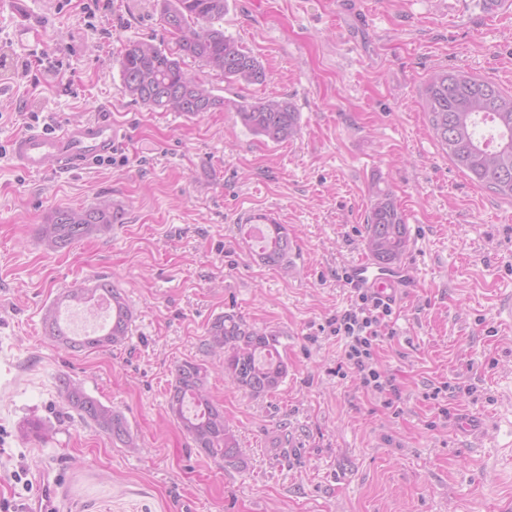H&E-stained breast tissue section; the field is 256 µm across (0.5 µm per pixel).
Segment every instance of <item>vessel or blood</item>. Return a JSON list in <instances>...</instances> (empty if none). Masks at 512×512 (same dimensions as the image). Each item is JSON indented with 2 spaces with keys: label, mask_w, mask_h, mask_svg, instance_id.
<instances>
[{
  "label": "vessel or blood",
  "mask_w": 512,
  "mask_h": 512,
  "mask_svg": "<svg viewBox=\"0 0 512 512\" xmlns=\"http://www.w3.org/2000/svg\"><path fill=\"white\" fill-rule=\"evenodd\" d=\"M125 135V130L112 122L86 120L64 124L52 133L28 129L13 139L10 150L17 165L31 174L75 171L90 161L111 155L118 139ZM407 277L406 267L384 269L367 259L356 262L348 271L352 285L389 302L400 297ZM54 491V479L42 476L27 512H49Z\"/></svg>",
  "instance_id": "vessel-or-blood-1"
}]
</instances>
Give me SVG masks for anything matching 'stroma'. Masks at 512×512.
I'll list each match as a JSON object with an SVG mask.
<instances>
[{"mask_svg":"<svg viewBox=\"0 0 512 512\" xmlns=\"http://www.w3.org/2000/svg\"><path fill=\"white\" fill-rule=\"evenodd\" d=\"M43 33L39 62L0 0V145L29 128L88 119L120 125L111 164L36 175L0 154V503L24 512L55 476L51 512H512V201L457 171L429 129L432 70L479 74L512 91V8L485 0H227L225 35L267 79L188 73L215 95L285 98L301 133L274 144L235 113L153 112L122 88L128 44L175 50L156 0H25ZM390 189L410 230L411 279L382 329L385 397L347 364L332 322L356 293L371 183ZM108 201L122 223L51 253L38 229L59 207ZM278 211L291 274L263 264L238 224ZM97 278L133 312L124 345L73 352L42 315ZM231 313L280 333L279 390L255 398L207 354ZM195 359L247 457L243 470L200 456L167 412L175 366ZM66 373L126 417L125 448L65 411ZM481 418L475 435L464 417ZM30 420L46 431L25 438Z\"/></svg>","mask_w":512,"mask_h":512,"instance_id":"1","label":"stroma"}]
</instances>
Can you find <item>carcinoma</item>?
<instances>
[{
	"label": "carcinoma",
	"mask_w": 512,
	"mask_h": 512,
	"mask_svg": "<svg viewBox=\"0 0 512 512\" xmlns=\"http://www.w3.org/2000/svg\"><path fill=\"white\" fill-rule=\"evenodd\" d=\"M161 16L177 36L178 51L151 40L125 47L121 60L122 88L134 100L154 111L177 112L192 118L218 109L232 110L255 136L279 144L300 132V113L285 99L249 103L218 97L203 82L187 90L183 57H191L227 81L263 83L260 61L224 35L215 23L224 19L225 0H159ZM422 108L430 129L450 161L470 179L488 185L512 200V93L497 84L463 72L435 70L422 94ZM370 208L363 242L371 258L387 266L397 262L409 246V229L393 195L376 186L369 189ZM123 212L110 204L55 209L49 223L39 226L41 244L58 251L122 222ZM292 245L287 228L268 224L263 232L261 260L284 274L292 270ZM110 301L111 323L100 335L73 337L60 325L56 310L43 314L46 335L64 348L81 352L120 346L129 336L133 313L120 291L105 280L73 288L62 300L83 302L90 297ZM279 332L249 324L234 314L216 317L208 328L207 347L222 359L224 375L253 397L277 391L288 368L278 350ZM208 367L195 360L175 366L167 409L190 439L197 453L236 469L247 466L243 448L230 428L223 407L207 387ZM65 409L126 448L134 447L125 416L88 394L69 375L58 377Z\"/></svg>",
	"instance_id": "1"
}]
</instances>
